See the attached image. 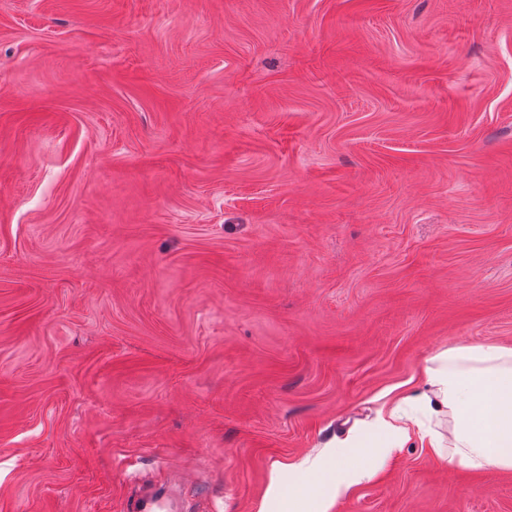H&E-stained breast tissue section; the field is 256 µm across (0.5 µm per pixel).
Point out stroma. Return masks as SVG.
<instances>
[{"mask_svg":"<svg viewBox=\"0 0 512 512\" xmlns=\"http://www.w3.org/2000/svg\"><path fill=\"white\" fill-rule=\"evenodd\" d=\"M512 346V0H0V512H512L420 435L293 462ZM169 490H147L131 506L134 512H172L174 508L168 507Z\"/></svg>","mask_w":512,"mask_h":512,"instance_id":"35a3bbf8","label":"stroma"}]
</instances>
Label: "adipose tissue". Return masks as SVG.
Masks as SVG:
<instances>
[{"label":"adipose tissue","mask_w":512,"mask_h":512,"mask_svg":"<svg viewBox=\"0 0 512 512\" xmlns=\"http://www.w3.org/2000/svg\"><path fill=\"white\" fill-rule=\"evenodd\" d=\"M416 431L458 468L512 470V346L458 345L434 353L421 392L398 400L368 435L341 445L358 458L370 454L373 438L399 448Z\"/></svg>","instance_id":"adipose-tissue-1"}]
</instances>
